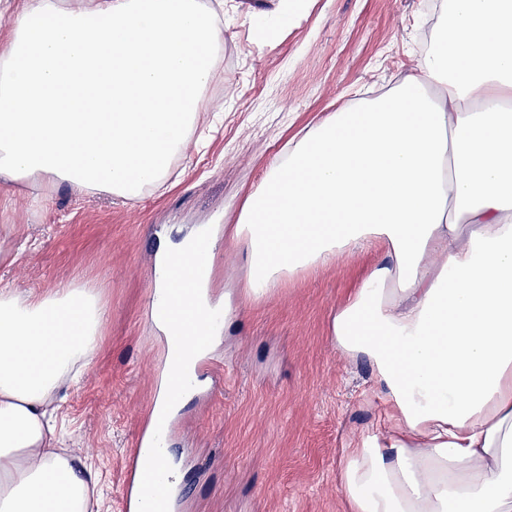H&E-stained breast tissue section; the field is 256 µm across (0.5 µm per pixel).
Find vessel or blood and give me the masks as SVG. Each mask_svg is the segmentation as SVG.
Listing matches in <instances>:
<instances>
[{"instance_id":"vessel-or-blood-1","label":"vessel or blood","mask_w":512,"mask_h":512,"mask_svg":"<svg viewBox=\"0 0 512 512\" xmlns=\"http://www.w3.org/2000/svg\"><path fill=\"white\" fill-rule=\"evenodd\" d=\"M210 253L209 242H201L194 251L173 257L170 266L169 296L165 302H152L149 313L153 321L164 322L174 306L189 293ZM215 316L207 315L198 320L192 330L195 352L208 354L212 340ZM150 442L154 448L152 458H145L141 448L130 449L125 460L124 512H172L175 488L169 470L161 461L168 445L167 429L153 432Z\"/></svg>"}]
</instances>
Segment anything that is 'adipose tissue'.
<instances>
[{
  "label": "adipose tissue",
  "instance_id": "ef3b65f1",
  "mask_svg": "<svg viewBox=\"0 0 512 512\" xmlns=\"http://www.w3.org/2000/svg\"><path fill=\"white\" fill-rule=\"evenodd\" d=\"M0 45V185L139 198L185 155L224 27L206 0H17ZM253 298L378 241L333 317L389 424L344 452L351 512H512V0H449L394 90L270 165L234 229ZM96 288L0 289V512H89L49 406L95 359Z\"/></svg>",
  "mask_w": 512,
  "mask_h": 512
}]
</instances>
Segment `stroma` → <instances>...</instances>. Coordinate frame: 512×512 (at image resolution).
I'll return each mask as SVG.
<instances>
[{
  "label": "stroma",
  "instance_id": "obj_1",
  "mask_svg": "<svg viewBox=\"0 0 512 512\" xmlns=\"http://www.w3.org/2000/svg\"><path fill=\"white\" fill-rule=\"evenodd\" d=\"M224 43L203 117L206 146L177 158L169 181L127 203L60 183L32 200L0 190V287L45 292L77 279L107 306L98 356L59 417L78 464L97 469L101 512H122L125 456L163 378L164 338L148 316L155 255L190 229L215 239L210 293L229 312L212 347L219 371L179 404L168 442L179 468L176 512H349L336 482L351 433L380 423L373 367L330 340L338 304L387 256L350 260L250 299L245 253L229 231L289 140L330 113L394 87L434 46L442 0H307L279 25V0H223Z\"/></svg>",
  "mask_w": 512,
  "mask_h": 512
}]
</instances>
